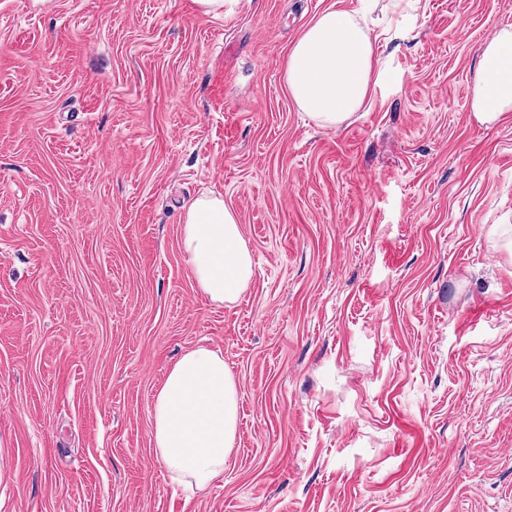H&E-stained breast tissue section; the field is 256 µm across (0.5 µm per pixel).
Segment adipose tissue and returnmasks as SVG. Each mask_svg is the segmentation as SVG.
Segmentation results:
<instances>
[{"mask_svg":"<svg viewBox=\"0 0 512 512\" xmlns=\"http://www.w3.org/2000/svg\"><path fill=\"white\" fill-rule=\"evenodd\" d=\"M329 8L288 52L285 81L298 107L325 126L348 120L384 71L375 54L370 13ZM473 115L487 123L512 112V30H498L481 46L474 77ZM183 249L200 291L217 303L235 302L253 275L238 218L223 199L201 197L185 208ZM238 414L235 381L223 355L207 347L186 352L157 392L151 437L156 459L189 494L205 491L224 472Z\"/></svg>","mask_w":512,"mask_h":512,"instance_id":"1","label":"adipose tissue"}]
</instances>
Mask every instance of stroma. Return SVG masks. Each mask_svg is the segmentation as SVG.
<instances>
[{"label":"stroma","mask_w":512,"mask_h":512,"mask_svg":"<svg viewBox=\"0 0 512 512\" xmlns=\"http://www.w3.org/2000/svg\"><path fill=\"white\" fill-rule=\"evenodd\" d=\"M358 5L0 0V512H512V112L471 109L512 0H378L385 80L322 126L288 50ZM205 195L232 304L182 247ZM199 346L239 417L189 498L151 413ZM182 244L200 291L217 303L235 302L253 275L237 215L219 197L185 207Z\"/></svg>","instance_id":"stroma-1"}]
</instances>
